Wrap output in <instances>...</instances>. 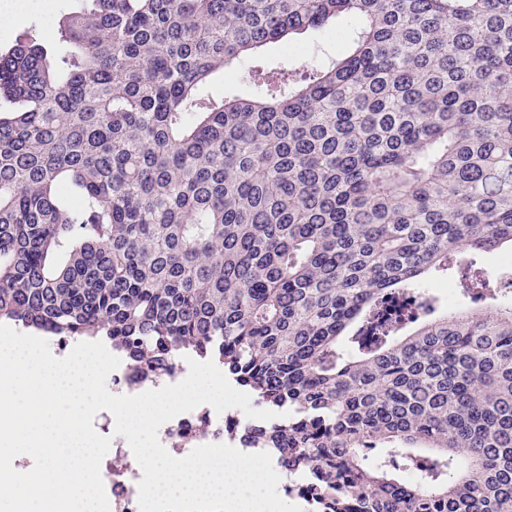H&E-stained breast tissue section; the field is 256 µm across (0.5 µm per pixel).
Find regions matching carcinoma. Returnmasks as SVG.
<instances>
[{
  "instance_id": "obj_1",
  "label": "carcinoma",
  "mask_w": 512,
  "mask_h": 512,
  "mask_svg": "<svg viewBox=\"0 0 512 512\" xmlns=\"http://www.w3.org/2000/svg\"><path fill=\"white\" fill-rule=\"evenodd\" d=\"M338 17L329 62L243 67ZM62 34L0 52V323L219 364L288 413L311 512H512V302L385 306L512 244V0H88ZM229 67L252 93L206 95Z\"/></svg>"
}]
</instances>
